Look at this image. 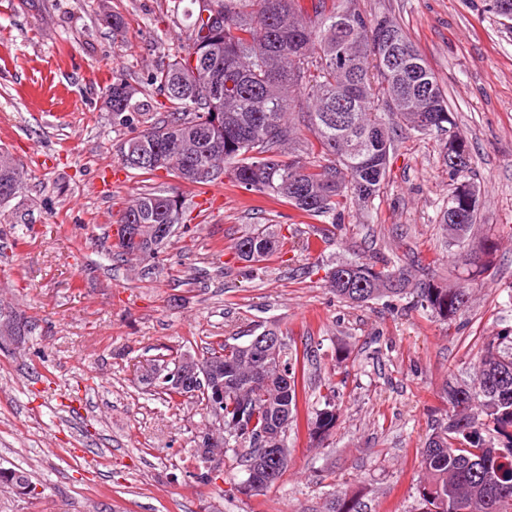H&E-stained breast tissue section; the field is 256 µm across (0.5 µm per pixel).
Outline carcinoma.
<instances>
[{
    "label": "carcinoma",
    "mask_w": 512,
    "mask_h": 512,
    "mask_svg": "<svg viewBox=\"0 0 512 512\" xmlns=\"http://www.w3.org/2000/svg\"><path fill=\"white\" fill-rule=\"evenodd\" d=\"M356 0H190L184 43L148 77L167 103L166 115L132 131L124 145L146 153L167 139L194 144L191 165L172 155L169 174L187 184L228 180L267 201L336 224L353 201L364 211L389 170L394 126L442 132L453 124L434 74L402 29L387 16L371 17ZM208 16H203V13ZM140 91L116 76L108 89L112 120L130 125L144 108ZM455 187L441 213L458 246L455 263L466 276L450 285L414 280L403 265L378 268L356 260L330 269L336 295L359 306L411 295L414 306L443 321L465 310L472 282L488 273L497 243L469 240L479 210L468 145L450 139L443 161ZM170 195L143 191L120 223L166 224ZM281 241L257 228L236 244L255 263ZM224 359V456L252 474L261 495L277 484L288 461L265 448H283L297 419L298 361L280 343L277 359L259 362L250 344L214 336L202 359ZM471 385L448 382L454 412L438 424L422 451L416 512H512V330L490 338L474 364ZM336 423L327 400L308 419L310 438L322 442ZM14 489L32 482L23 471H1Z\"/></svg>",
    "instance_id": "1"
}]
</instances>
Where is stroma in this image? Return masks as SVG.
Wrapping results in <instances>:
<instances>
[{
	"instance_id": "35a3bbf8",
	"label": "stroma",
	"mask_w": 512,
	"mask_h": 512,
	"mask_svg": "<svg viewBox=\"0 0 512 512\" xmlns=\"http://www.w3.org/2000/svg\"><path fill=\"white\" fill-rule=\"evenodd\" d=\"M360 7L403 28L454 123L400 132L368 215L351 204L332 226L228 182L211 192L125 168L128 130L112 121L108 87L123 76L162 116L146 79L186 36L172 0H0V145L26 172L23 206L0 212V307L29 323L20 343H0V468L37 489L0 488V512H328L338 496L361 512H413L423 445L451 411L448 380L471 384L486 337L512 329V22L489 0ZM451 138L467 142L479 186L471 236L498 242L465 311L448 323L404 299L337 297L325 274L345 260L456 277L439 222ZM145 189L177 193L188 229L157 257L111 258L109 226ZM258 227L287 244L239 260L235 243ZM266 330L301 356L300 416L331 386L336 426L320 446L305 425L289 427L288 470L265 494L239 492L245 473L229 461L194 482L204 418L192 402H166L144 368L198 353L208 336L244 343Z\"/></svg>"
}]
</instances>
